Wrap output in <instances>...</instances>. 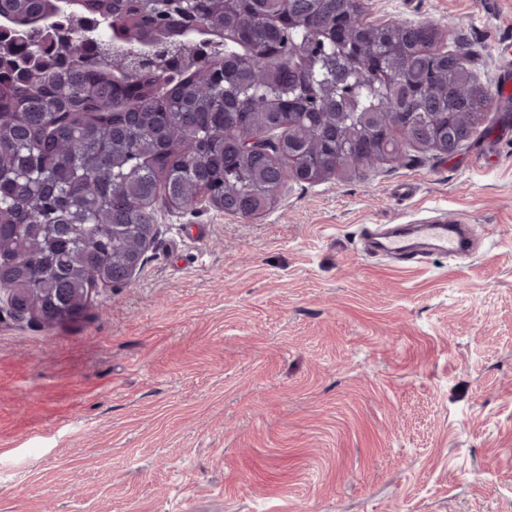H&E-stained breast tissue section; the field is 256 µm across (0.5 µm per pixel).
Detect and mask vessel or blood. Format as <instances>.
Here are the masks:
<instances>
[{
    "label": "vessel or blood",
    "instance_id": "1",
    "mask_svg": "<svg viewBox=\"0 0 512 512\" xmlns=\"http://www.w3.org/2000/svg\"><path fill=\"white\" fill-rule=\"evenodd\" d=\"M369 239L374 252L410 263L432 253L458 260L470 257L475 251L464 225L439 221L395 224L382 232H370Z\"/></svg>",
    "mask_w": 512,
    "mask_h": 512
}]
</instances>
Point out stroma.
Here are the masks:
<instances>
[{
  "instance_id": "35a3bbf8",
  "label": "stroma",
  "mask_w": 512,
  "mask_h": 512,
  "mask_svg": "<svg viewBox=\"0 0 512 512\" xmlns=\"http://www.w3.org/2000/svg\"><path fill=\"white\" fill-rule=\"evenodd\" d=\"M363 9L439 24L491 95L477 135L251 218L157 202L133 282L0 313V512H512V0ZM430 221L475 256L363 249Z\"/></svg>"
}]
</instances>
